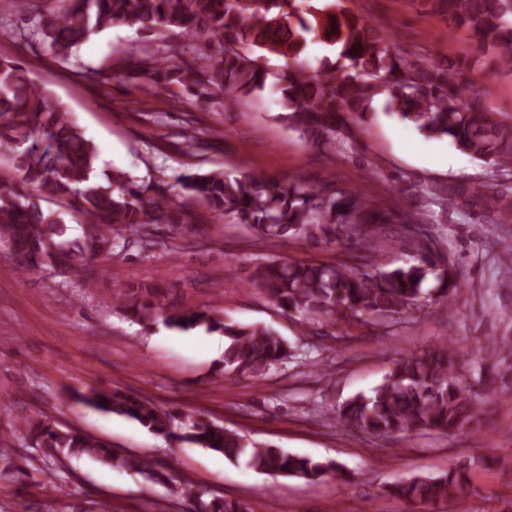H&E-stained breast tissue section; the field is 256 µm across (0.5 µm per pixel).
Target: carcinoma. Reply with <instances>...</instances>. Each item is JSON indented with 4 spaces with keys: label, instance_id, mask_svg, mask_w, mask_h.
Returning <instances> with one entry per match:
<instances>
[{
    "label": "carcinoma",
    "instance_id": "carcinoma-1",
    "mask_svg": "<svg viewBox=\"0 0 512 512\" xmlns=\"http://www.w3.org/2000/svg\"><path fill=\"white\" fill-rule=\"evenodd\" d=\"M64 0L56 11L39 15L35 41L66 61L92 36L117 25L147 32L176 28L206 39L213 63L200 69L175 53L144 70L147 81L190 91L211 85L224 93V107L264 90L269 72L257 63L268 54L288 60L274 74L280 93L278 119L322 150L351 140L353 127L373 102L434 138H446L462 153L506 176L512 174V122L495 117L480 92L465 77L466 61L448 57L436 64L430 54L407 52L386 29L333 0ZM423 10L441 14L452 29L470 33L477 49L499 51L512 70V0H420ZM335 48L337 57L322 60L310 74L303 65L309 43ZM0 148L12 155L15 175L0 176V241L18 269L75 276L86 287L103 245L143 244L153 230L185 225L181 205L163 182L140 183L114 168L99 174L98 152L63 104L46 89V81L11 58L0 57ZM181 194L218 219H234L273 241L297 238L326 245L353 240L373 249L375 228L388 223L355 190L333 184L313 186L297 177L282 184L255 170L230 177L222 172L186 171L177 178ZM427 194L445 208L480 209L490 224H512V195L484 183L433 187ZM81 217V234L73 236L66 213ZM433 292L453 302L455 269L439 262L431 249H420L416 262L392 270H348L341 265L288 263L269 259L259 264L252 285L284 315H298L325 325L351 324L368 317L392 320L423 307ZM129 317L162 321L170 329L199 327L226 339L224 364L217 372L231 380L238 374L263 376L293 358L292 347L272 328L238 324L205 309L184 308L157 288H122ZM452 343L394 360L381 384L340 405L334 414L351 428L387 438L408 431L461 430L478 418V408L461 376ZM77 403L124 416L149 431L182 439L224 454L248 459L254 470L296 477L328 473L344 485L350 481L339 464L290 454L273 445L248 443L237 431L213 422L187 420L185 431L171 430V415L152 403L115 389L76 391ZM27 447L36 449L47 468L59 455L89 456L114 467L141 469L136 456H120L108 444L57 423L22 419ZM472 462L460 461L439 475L411 476L389 484L384 494L404 499L414 512H429L439 503L456 512L470 492ZM193 512H247L239 500H194Z\"/></svg>",
    "mask_w": 512,
    "mask_h": 512
}]
</instances>
